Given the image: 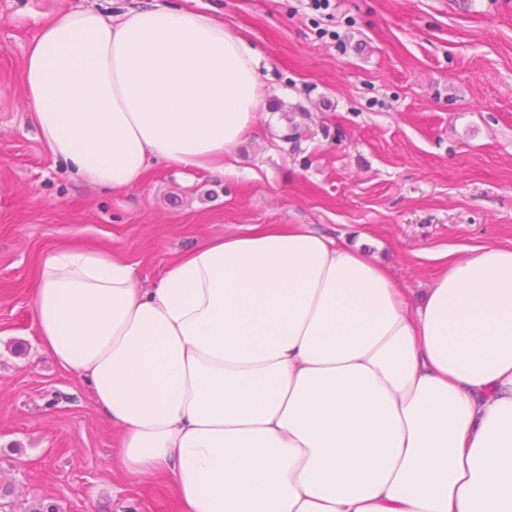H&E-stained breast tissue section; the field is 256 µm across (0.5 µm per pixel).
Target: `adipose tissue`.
Returning a JSON list of instances; mask_svg holds the SVG:
<instances>
[{
	"mask_svg": "<svg viewBox=\"0 0 512 512\" xmlns=\"http://www.w3.org/2000/svg\"><path fill=\"white\" fill-rule=\"evenodd\" d=\"M22 83L53 159L116 191L156 162L223 168L262 103L241 36L155 2L56 13ZM33 292L41 348L182 512H512V244L440 255L414 297L363 244L261 224L149 288L61 248Z\"/></svg>",
	"mask_w": 512,
	"mask_h": 512,
	"instance_id": "adipose-tissue-1",
	"label": "adipose tissue"
}]
</instances>
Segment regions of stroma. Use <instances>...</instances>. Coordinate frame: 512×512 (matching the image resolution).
<instances>
[{
	"mask_svg": "<svg viewBox=\"0 0 512 512\" xmlns=\"http://www.w3.org/2000/svg\"><path fill=\"white\" fill-rule=\"evenodd\" d=\"M159 2L211 13L258 54L257 130L235 172L159 164L112 192L49 155L21 72L53 13L131 0H0V485L16 512H180L162 477L126 472L118 426L38 344L31 284L60 246L118 250L148 286L174 253L253 224L368 231L417 295L438 254L512 242V0H335L330 20L308 0Z\"/></svg>",
	"mask_w": 512,
	"mask_h": 512,
	"instance_id": "35a3bbf8",
	"label": "stroma"
}]
</instances>
